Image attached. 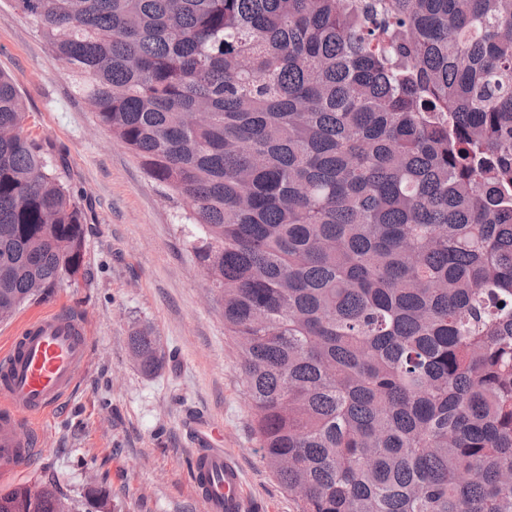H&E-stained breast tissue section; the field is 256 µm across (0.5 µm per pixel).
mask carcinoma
I'll use <instances>...</instances> for the list:
<instances>
[{
    "label": "carcinoma",
    "mask_w": 512,
    "mask_h": 512,
    "mask_svg": "<svg viewBox=\"0 0 512 512\" xmlns=\"http://www.w3.org/2000/svg\"><path fill=\"white\" fill-rule=\"evenodd\" d=\"M187 206L299 512H512V0H13ZM0 73V312L87 216ZM143 374L165 362L128 336ZM54 482L0 512H57Z\"/></svg>",
    "instance_id": "cac0c4a2"
}]
</instances>
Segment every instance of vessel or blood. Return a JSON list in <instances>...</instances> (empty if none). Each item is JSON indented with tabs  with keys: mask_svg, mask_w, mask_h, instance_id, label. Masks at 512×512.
<instances>
[{
	"mask_svg": "<svg viewBox=\"0 0 512 512\" xmlns=\"http://www.w3.org/2000/svg\"><path fill=\"white\" fill-rule=\"evenodd\" d=\"M89 329L83 315L49 310L25 321L0 348V479L21 459L39 453L31 427L76 392L88 364ZM214 424L194 431L189 481L204 512H254L235 456L219 448Z\"/></svg>",
	"mask_w": 512,
	"mask_h": 512,
	"instance_id": "vessel-or-blood-1",
	"label": "vessel or blood"
}]
</instances>
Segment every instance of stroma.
Returning a JSON list of instances; mask_svg holds the SVG:
<instances>
[{"label":"stroma","mask_w":512,"mask_h":512,"mask_svg":"<svg viewBox=\"0 0 512 512\" xmlns=\"http://www.w3.org/2000/svg\"><path fill=\"white\" fill-rule=\"evenodd\" d=\"M0 71L15 78L30 134L56 157L88 220L76 278L0 322L2 345L15 324L42 310H77L91 336L76 393L38 423L42 451L20 468L16 484L53 478L80 512H89L93 488L108 492L110 512H204L188 484L190 422L203 416L222 425L223 445L262 512H298L261 458L239 350L185 245L179 203L113 143L67 66L10 0H0ZM139 325L151 326L166 352L152 377L128 346Z\"/></svg>","instance_id":"35a3bbf8"}]
</instances>
